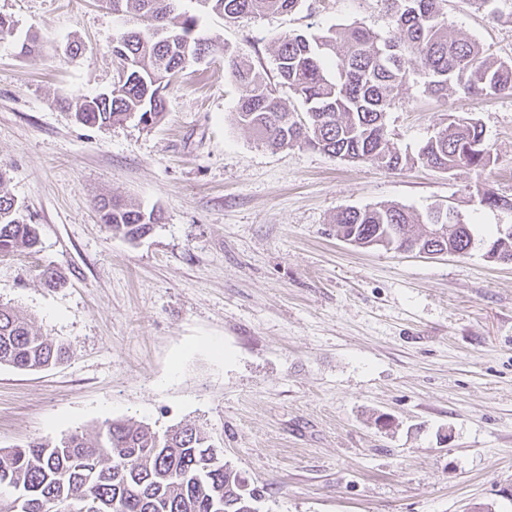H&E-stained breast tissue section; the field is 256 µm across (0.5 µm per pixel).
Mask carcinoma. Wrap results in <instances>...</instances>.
Segmentation results:
<instances>
[{"instance_id":"carcinoma-1","label":"carcinoma","mask_w":512,"mask_h":512,"mask_svg":"<svg viewBox=\"0 0 512 512\" xmlns=\"http://www.w3.org/2000/svg\"><path fill=\"white\" fill-rule=\"evenodd\" d=\"M204 11L227 20L266 13H291L301 0H195ZM444 0H384L394 36L380 39L361 24L322 35L286 33L276 38L281 83L302 100L305 116L291 112L277 90L241 54L196 33L198 18L181 0H108L112 11L133 27L119 32L113 46L118 72L112 90L68 103L84 125L110 127L131 117L145 126L165 112L171 81L208 57H224V73L242 89L235 121L260 141L284 148L296 144L333 157L381 164L391 170L420 164L449 173L467 168L479 177L491 172V150L483 126L454 119L437 130L414 156L391 145L386 114L396 104L406 73L420 67L425 92L440 99L448 91L491 97L512 94V59H496L476 40L453 36ZM0 170V255L33 249L37 225L22 214L4 189ZM484 206L512 211V198L483 193ZM100 222L114 234L138 240L161 216L116 198L96 203ZM435 206L424 213L398 205L345 208L336 231L359 247L372 243L398 251L419 247L458 255L474 243L470 225L456 222L454 233L429 237L448 223ZM487 254L512 263V230L486 241ZM64 343L43 335L10 306L0 305V365L39 370L64 360ZM206 437L191 424L163 433L127 421H104L88 438L71 434L58 441H31L0 448V512H238L235 484Z\"/></svg>"}]
</instances>
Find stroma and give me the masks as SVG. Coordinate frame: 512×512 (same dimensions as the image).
Listing matches in <instances>:
<instances>
[{"instance_id": "stroma-1", "label": "stroma", "mask_w": 512, "mask_h": 512, "mask_svg": "<svg viewBox=\"0 0 512 512\" xmlns=\"http://www.w3.org/2000/svg\"><path fill=\"white\" fill-rule=\"evenodd\" d=\"M182 7L299 113L277 37L356 23L392 34L382 0H303L234 22ZM444 10L453 34L512 58V18L469 0ZM1 14L16 30L0 39V169L39 244L0 256V304L69 357L0 366V448L91 436L107 419L188 423L260 490L259 512H512V264L484 244L512 212L477 193L512 198V96L437 99L414 72L386 116L409 155L450 116L479 120L493 156L482 183L464 168L267 146L235 122L242 90L219 57L171 82L154 128L101 129L58 101L111 89L122 17L105 0H0ZM29 34L40 50L19 56ZM102 196L161 220L129 241L101 224ZM386 204L453 207L472 249L426 257L337 235L336 212ZM46 267L57 287L41 282Z\"/></svg>"}]
</instances>
